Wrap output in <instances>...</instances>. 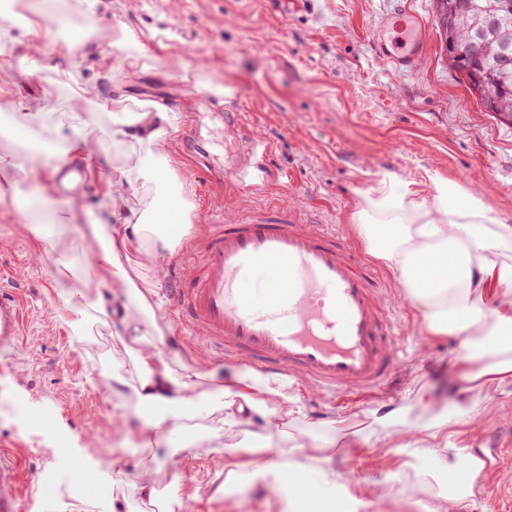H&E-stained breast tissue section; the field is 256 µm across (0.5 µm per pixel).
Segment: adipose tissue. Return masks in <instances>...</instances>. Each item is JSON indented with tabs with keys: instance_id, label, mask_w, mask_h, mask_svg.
Returning <instances> with one entry per match:
<instances>
[{
	"instance_id": "ef3b65f1",
	"label": "adipose tissue",
	"mask_w": 512,
	"mask_h": 512,
	"mask_svg": "<svg viewBox=\"0 0 512 512\" xmlns=\"http://www.w3.org/2000/svg\"><path fill=\"white\" fill-rule=\"evenodd\" d=\"M124 40L132 51L118 62L105 51L88 54V43L81 37L70 41L67 49L71 55L91 57L98 75H108L118 63L133 73L148 48L137 29L125 28ZM111 114L125 138L148 148L151 161H134L115 177L112 224L98 233L97 250L81 278L119 281L135 303V311L124 312L120 319V334L133 361L141 416L146 424L173 427L186 451L195 442L190 419L214 418L209 436L218 441L225 425L235 422L237 411L226 391L200 390L195 374L169 365L163 354L167 327L158 321L150 302L155 284L146 257L171 249L179 240L176 225L186 221L184 187L165 152L175 126L160 106ZM52 118L70 131L55 158L92 163L89 113L72 112L59 103L51 106L34 97L18 123L34 129ZM352 221L373 256L393 271L401 288L421 308L428 333L460 338L469 381L512 378V217L495 214L481 192L457 182L429 174L417 183L387 173L363 193ZM56 283L70 313L73 335L87 339L92 315L103 312L102 303L75 290L67 269L58 270ZM463 415L456 407L430 422V442L420 452L423 471L440 472L439 485L447 489L452 502L474 495L475 478L483 467L465 450L450 461L441 457L445 428ZM279 482L299 512H324L327 493L336 487L335 479L299 459L281 464Z\"/></svg>"
}]
</instances>
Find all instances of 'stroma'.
<instances>
[{"instance_id": "stroma-1", "label": "stroma", "mask_w": 512, "mask_h": 512, "mask_svg": "<svg viewBox=\"0 0 512 512\" xmlns=\"http://www.w3.org/2000/svg\"><path fill=\"white\" fill-rule=\"evenodd\" d=\"M399 0H290L278 11L268 0H103L94 12L77 0H53L42 23L49 31L39 71L12 88L13 111L31 91L62 97L76 111L92 110L97 96L113 87L129 100H115L98 113L92 136L105 150L92 169L86 191H54L47 172L11 188L0 200V264L8 265L26 294L22 351L0 358V446L18 449L24 470L41 472L55 495V512H149V501L128 496L129 483L158 491L177 486L182 505L194 512H290L288 495L275 490V467L289 449L336 475V503L328 512H426L441 504L437 474L421 471L411 439L449 407L464 404L470 414L448 431V443L476 451L487 437L512 428V380L481 388L461 376L464 352L458 338L433 336L412 300H400L393 273L370 252L351 220L360 193L382 174L418 180L424 173L451 179L482 192L495 211L512 215V124L486 111L458 72L449 69L445 45L431 33L428 50L414 71L396 74L376 58L370 32ZM96 31L95 47L109 49L123 26L154 34L160 48L144 58V71L129 76L115 66L106 80L92 79L81 58L60 51L77 27ZM71 67L75 81L59 89L55 69ZM225 87L218 97L197 91L196 76ZM164 104L176 118L167 145L170 166L184 185L189 204L184 238L198 232L209 205L223 201L228 213L270 204L298 212L316 224H332L354 258L371 266L379 292L397 299L388 316L403 338L421 337L424 347L409 353L386 390L339 401L308 388L291 393L267 385L265 376L206 345L165 348L181 354L203 373V387L219 382L231 394L264 403L225 428L224 453L199 440L192 453L174 439L153 433L136 407L132 389L112 393L113 362L129 364L120 337L112 333L111 312L129 299L112 280L88 283L86 291L106 312L81 342L55 283L58 261L74 269L92 259V224L111 221L112 178L126 165L130 145L112 123L113 113L145 102ZM201 115L208 154L195 167L181 146L187 109ZM242 112L249 130L270 146L271 178L261 191L220 198L210 173L224 166V125L218 113ZM53 224L57 211L74 222L56 249L45 250L27 225L14 223L18 209ZM182 260L180 250L153 257L154 302L163 323L175 326V301L168 280ZM426 399H419V391ZM302 412L288 421L290 409ZM406 424L386 432L336 439L335 431L397 409ZM69 443V456L58 450ZM489 483L461 499L455 512H512V460L491 459ZM228 478L224 497L207 487Z\"/></svg>"}]
</instances>
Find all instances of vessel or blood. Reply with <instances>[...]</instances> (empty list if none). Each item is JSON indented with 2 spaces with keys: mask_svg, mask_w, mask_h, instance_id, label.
<instances>
[{
  "mask_svg": "<svg viewBox=\"0 0 512 512\" xmlns=\"http://www.w3.org/2000/svg\"><path fill=\"white\" fill-rule=\"evenodd\" d=\"M430 26L415 12L371 31L376 57L395 73L414 70ZM242 113L224 115L232 134L225 186L246 188L268 144L244 135ZM176 319L190 340L205 342L263 375L297 389L336 394L381 389L403 354L378 294L374 272L359 264L331 224H309L275 209L252 215L210 208L204 234L193 236L174 278ZM23 291L0 268V352H19L25 333ZM21 463L0 448V512H21Z\"/></svg>",
  "mask_w": 512,
  "mask_h": 512,
  "instance_id": "b4317fda",
  "label": "vessel or blood"
}]
</instances>
